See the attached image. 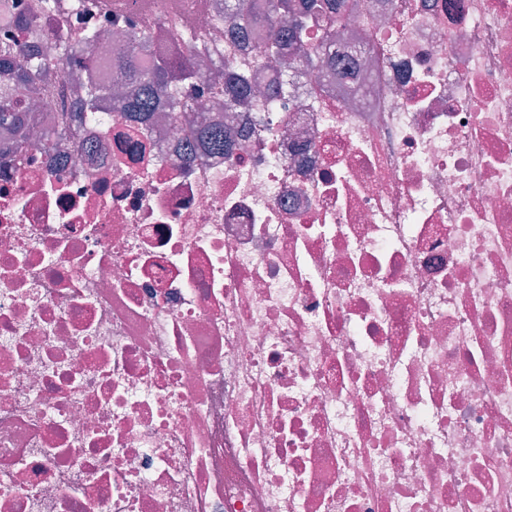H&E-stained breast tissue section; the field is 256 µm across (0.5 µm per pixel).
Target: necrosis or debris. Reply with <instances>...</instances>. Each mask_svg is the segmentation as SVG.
<instances>
[{"label": "necrosis or debris", "instance_id": "necrosis-or-debris-1", "mask_svg": "<svg viewBox=\"0 0 512 512\" xmlns=\"http://www.w3.org/2000/svg\"><path fill=\"white\" fill-rule=\"evenodd\" d=\"M123 2L273 74L223 0ZM356 2L286 105L204 110L230 154L0 132V512H512V0ZM104 3L43 23L101 28L109 89Z\"/></svg>", "mask_w": 512, "mask_h": 512}]
</instances>
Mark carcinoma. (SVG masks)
<instances>
[{
  "instance_id": "carcinoma-1",
  "label": "carcinoma",
  "mask_w": 512,
  "mask_h": 512,
  "mask_svg": "<svg viewBox=\"0 0 512 512\" xmlns=\"http://www.w3.org/2000/svg\"><path fill=\"white\" fill-rule=\"evenodd\" d=\"M353 8L350 0H301L299 4L296 0H264L261 7L254 0H224V9L216 12L212 21L234 40L264 33L258 52L270 68L295 57L296 69L313 71L326 60L335 64L336 55L329 49L326 36L319 43L311 44L312 26L327 29ZM174 27L183 46L179 51L163 47L167 40L165 31L151 33L129 20L125 24V43L113 57L126 92L112 100V111L120 113L136 132L148 129L159 119L161 110L165 111L164 118L172 122L187 119L195 110L204 85L213 94L214 108L244 111L253 102V85L245 71L226 62L219 70L207 75L201 73L193 61L197 34L186 24L176 23ZM99 38L100 34L93 31L59 36L34 53L11 41H1L0 64L15 74L11 75L12 82L0 84V126L13 132L25 146L61 145L64 138L72 135L73 125L67 112L60 113L53 126L41 128L37 140L32 142L23 135V129L32 121L29 102L36 100L41 91L36 78L60 67L68 58L90 51ZM74 91L84 111L99 109L104 97L102 85L88 80ZM195 139L198 146L222 154L227 134L221 125L202 123L197 127Z\"/></svg>"
}]
</instances>
